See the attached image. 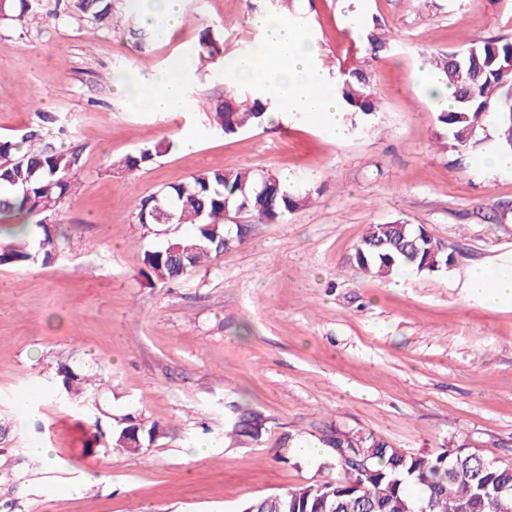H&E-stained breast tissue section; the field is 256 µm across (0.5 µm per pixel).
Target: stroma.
Masks as SVG:
<instances>
[{"instance_id": "1", "label": "stroma", "mask_w": 512, "mask_h": 512, "mask_svg": "<svg viewBox=\"0 0 512 512\" xmlns=\"http://www.w3.org/2000/svg\"><path fill=\"white\" fill-rule=\"evenodd\" d=\"M58 22L19 30L0 20V139L57 118L56 147L78 154V189L57 216L46 266H0V512H239L242 504L341 472L323 447L333 427L425 453L451 440L512 465V301L467 296L480 267L512 271V170L492 171L494 131L470 154L441 147L440 109L419 64L462 44L512 39V0H292L291 15L337 73L356 48L378 109L350 116L343 142L297 116L234 135L213 129L224 61L261 39L255 14L276 0H182V22L151 37L141 0H117L119 22L95 29L68 0H44ZM378 19L387 46L362 31ZM223 55L199 53L202 32ZM183 63L190 107L152 112L117 93L119 78ZM177 137L178 149L132 175L110 160ZM285 177L305 204L273 223L241 212L239 243L175 284L140 274L135 203L204 170ZM424 225L451 254L442 273L370 278L354 262L368 225ZM68 366L96 375L85 415L17 398ZM266 420L262 438L229 436L230 404ZM164 426L153 445L113 449L112 419ZM54 448L47 461L32 443ZM205 444V456L187 448ZM93 483H86V476Z\"/></svg>"}]
</instances>
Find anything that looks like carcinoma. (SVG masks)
<instances>
[{
	"instance_id": "carcinoma-1",
	"label": "carcinoma",
	"mask_w": 512,
	"mask_h": 512,
	"mask_svg": "<svg viewBox=\"0 0 512 512\" xmlns=\"http://www.w3.org/2000/svg\"><path fill=\"white\" fill-rule=\"evenodd\" d=\"M73 9L95 25L116 23L114 0H71ZM39 0H0V19L23 22L40 12ZM379 21L366 27L365 40L377 50L385 45ZM512 57V39L470 42L433 58L445 86L453 89L455 105L438 112L447 144L472 152L483 142L480 131L493 124L498 147L512 152V68L501 67ZM472 72L461 84L457 64ZM337 93L351 112L376 111V97L367 69L353 57L340 69ZM268 100L252 90L227 87L224 104L216 108L215 129L226 135L265 123ZM180 146L165 137L111 162L108 168L134 174ZM78 155L57 149L40 127L25 132L21 141L0 140V266L47 265L57 256L53 218L77 191L74 168ZM305 198L284 189L274 175L256 177L246 171L210 170L185 183L169 186L136 201L135 218L150 224L186 225L190 234L171 236L164 247L143 252L141 274L149 281L173 283L201 267L212 254L233 246L224 233V208L243 209L261 221L275 222L299 208ZM35 216L31 225L26 219ZM359 267L388 279L403 271L433 274L448 268L452 256L421 224L396 220L371 224L355 249ZM97 380L59 369L36 398L63 400L84 407L97 390ZM236 437L257 440L266 431L256 412L234 408L229 422ZM165 431L157 423L132 416L112 428V447L136 452L152 445ZM332 449L342 476L284 489L251 500L241 512H503L512 506V466L479 460L463 443L431 453L408 454L391 447L371 432L332 429L324 439ZM366 459L360 469L353 460Z\"/></svg>"
}]
</instances>
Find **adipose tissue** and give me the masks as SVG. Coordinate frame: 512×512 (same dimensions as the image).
Masks as SVG:
<instances>
[{"instance_id": "obj_1", "label": "adipose tissue", "mask_w": 512, "mask_h": 512, "mask_svg": "<svg viewBox=\"0 0 512 512\" xmlns=\"http://www.w3.org/2000/svg\"><path fill=\"white\" fill-rule=\"evenodd\" d=\"M252 23L262 39L249 52L225 61L227 81L264 93L271 103V120L287 113L298 115L325 126L336 140H344L346 106L336 93V79L317 64L315 44L292 17L257 14ZM140 83L149 92L131 95L132 104H147L153 112L187 110L183 70L146 72ZM467 288L472 298L494 307L512 300V274L484 270L469 277Z\"/></svg>"}]
</instances>
